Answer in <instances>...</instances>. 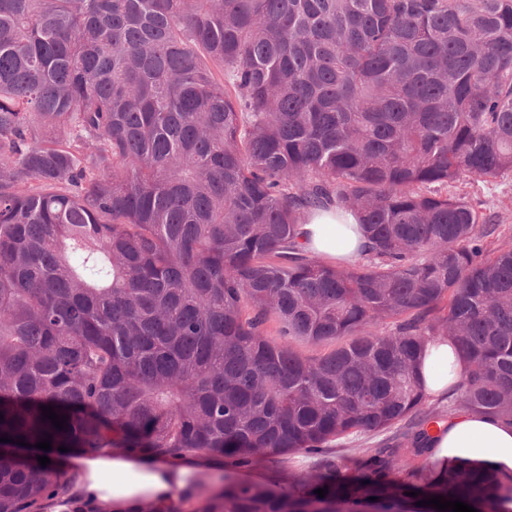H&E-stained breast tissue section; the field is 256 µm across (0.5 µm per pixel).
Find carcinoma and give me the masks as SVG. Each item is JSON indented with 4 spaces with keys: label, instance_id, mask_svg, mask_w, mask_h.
Instances as JSON below:
<instances>
[{
    "label": "carcinoma",
    "instance_id": "cac0c4a2",
    "mask_svg": "<svg viewBox=\"0 0 512 512\" xmlns=\"http://www.w3.org/2000/svg\"><path fill=\"white\" fill-rule=\"evenodd\" d=\"M511 172L512 0H0V512H113L72 450L219 462L142 512H484L414 464L418 367L452 337L455 411L512 424V247L444 192ZM333 207L349 267L299 241ZM391 430L344 482L333 443ZM300 232L307 249L337 266L356 262L366 244L358 217L336 209L312 215ZM317 465L318 461L315 458L294 455L290 456L287 464L279 467L261 464L249 474L248 478L258 482H288L293 477L301 478L304 474L314 471Z\"/></svg>",
    "mask_w": 512,
    "mask_h": 512
}]
</instances>
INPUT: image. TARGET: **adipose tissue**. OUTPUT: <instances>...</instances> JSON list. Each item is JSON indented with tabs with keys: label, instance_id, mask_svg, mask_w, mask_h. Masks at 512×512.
<instances>
[{
	"label": "adipose tissue",
	"instance_id": "adipose-tissue-1",
	"mask_svg": "<svg viewBox=\"0 0 512 512\" xmlns=\"http://www.w3.org/2000/svg\"><path fill=\"white\" fill-rule=\"evenodd\" d=\"M300 232L307 249L338 266L356 262L365 246L359 219L350 212H317ZM464 369L451 337L429 339L419 369L426 396L436 399L455 390ZM428 460L447 479L476 471L490 474L501 486H510L512 425L477 414L456 413L432 431ZM78 464L86 479L84 493H101L112 500L116 512H140L144 502L160 492L183 488L197 475L192 459L161 463L121 451L106 456L89 454Z\"/></svg>",
	"mask_w": 512,
	"mask_h": 512
}]
</instances>
